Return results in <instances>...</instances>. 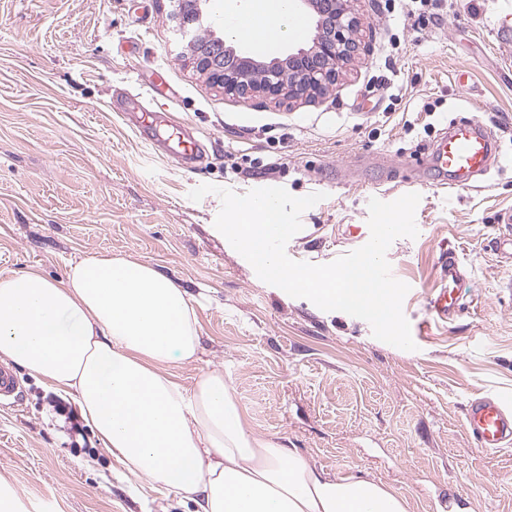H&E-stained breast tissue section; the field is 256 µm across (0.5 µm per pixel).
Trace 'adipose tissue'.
<instances>
[{
  "mask_svg": "<svg viewBox=\"0 0 512 512\" xmlns=\"http://www.w3.org/2000/svg\"><path fill=\"white\" fill-rule=\"evenodd\" d=\"M224 32L278 22L285 0H225ZM198 314L187 292L151 264L88 255L54 281L37 271L0 277V360L69 396L104 447L130 471L192 500L196 512H409L398 489L362 476L332 478L272 437L255 434L229 377L192 386L173 365L193 362Z\"/></svg>",
  "mask_w": 512,
  "mask_h": 512,
  "instance_id": "adipose-tissue-1",
  "label": "adipose tissue"
}]
</instances>
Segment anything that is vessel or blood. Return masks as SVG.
I'll list each match as a JSON object with an SVG mask.
<instances>
[{
    "mask_svg": "<svg viewBox=\"0 0 512 512\" xmlns=\"http://www.w3.org/2000/svg\"><path fill=\"white\" fill-rule=\"evenodd\" d=\"M169 148L186 160L198 157L200 142L184 124L171 127ZM499 146L481 119L471 117L451 125L438 139L431 152L430 164L452 177L453 186L470 185L474 176L485 172L491 163L501 161ZM441 269L445 280L428 301L431 318L447 319L458 309V292L464 282L463 265L455 252L442 256ZM19 380L13 370L0 365V406L19 403ZM465 428L476 447L502 449L512 446V407L495 397L473 399L465 411Z\"/></svg>",
    "mask_w": 512,
    "mask_h": 512,
    "instance_id": "1",
    "label": "vessel or blood"
}]
</instances>
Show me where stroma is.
<instances>
[{
    "label": "stroma",
    "mask_w": 512,
    "mask_h": 512,
    "mask_svg": "<svg viewBox=\"0 0 512 512\" xmlns=\"http://www.w3.org/2000/svg\"><path fill=\"white\" fill-rule=\"evenodd\" d=\"M503 6L352 0L358 54L323 98L277 106L224 96L195 71L177 0H0V277L61 279L94 254L149 263L196 301L197 359L173 368L183 385L224 370L256 434L330 477L399 489L409 512H512V447L477 449L464 428L473 398L512 406V294L499 287L512 262L489 248L512 210V168L451 190L425 164L447 123L475 115L512 153V51L491 34ZM121 92L197 129L207 159L186 167L140 137L112 109ZM384 155L420 181L418 235L387 251L410 287L412 351L263 282L215 231L220 197L188 198L202 184L324 193L286 253L327 264L359 248L349 227L367 223L370 198L408 193ZM451 250L461 309L424 336ZM16 375L19 406L0 408V495L15 512H195L98 439L73 446L56 391Z\"/></svg>",
    "instance_id": "stroma-1"
}]
</instances>
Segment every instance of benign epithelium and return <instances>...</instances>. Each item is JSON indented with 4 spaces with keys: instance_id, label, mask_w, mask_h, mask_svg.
<instances>
[{
    "instance_id": "7a95c632",
    "label": "benign epithelium",
    "mask_w": 512,
    "mask_h": 512,
    "mask_svg": "<svg viewBox=\"0 0 512 512\" xmlns=\"http://www.w3.org/2000/svg\"><path fill=\"white\" fill-rule=\"evenodd\" d=\"M202 0H180L177 18L184 32L202 27ZM313 21L310 42L283 58L270 61L244 56L226 40L210 33L191 38L187 56L195 70L210 78L224 95L238 99L261 96L274 103L315 99L336 84L359 49V21L350 0H300Z\"/></svg>"
}]
</instances>
